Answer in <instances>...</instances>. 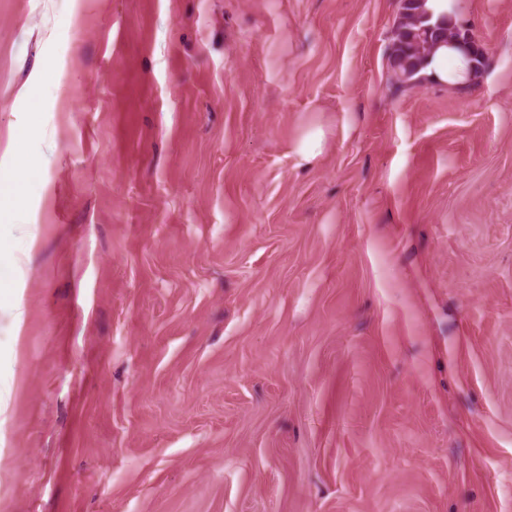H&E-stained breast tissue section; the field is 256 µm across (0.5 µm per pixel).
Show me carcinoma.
Masks as SVG:
<instances>
[{"label": "carcinoma", "mask_w": 512, "mask_h": 512, "mask_svg": "<svg viewBox=\"0 0 512 512\" xmlns=\"http://www.w3.org/2000/svg\"><path fill=\"white\" fill-rule=\"evenodd\" d=\"M423 0H401L400 10L391 30L388 67L392 73V85L400 90L424 82L421 71L429 64L426 48L446 46L443 27L426 18ZM434 25L435 31L428 38H419L418 31L427 25Z\"/></svg>", "instance_id": "1"}]
</instances>
